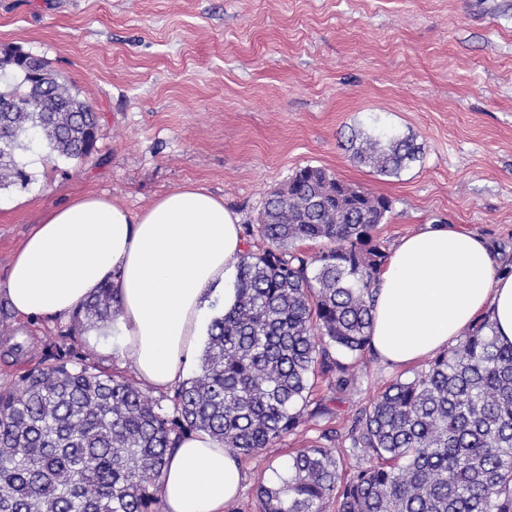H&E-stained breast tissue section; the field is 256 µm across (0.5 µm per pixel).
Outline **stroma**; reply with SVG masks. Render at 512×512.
Listing matches in <instances>:
<instances>
[{
  "instance_id": "obj_1",
  "label": "stroma",
  "mask_w": 512,
  "mask_h": 512,
  "mask_svg": "<svg viewBox=\"0 0 512 512\" xmlns=\"http://www.w3.org/2000/svg\"><path fill=\"white\" fill-rule=\"evenodd\" d=\"M45 59L98 112L83 163H32L0 191V285L25 237L67 198L96 193L132 212L184 184L257 226L269 194L306 165L387 197L393 249L428 224H458L512 267V0H0V47ZM421 146L398 176L353 160L351 135ZM0 316V390L58 351L130 376L111 326ZM395 368L368 354L358 387L318 391L332 417L242 458L224 512H259V481L326 427L349 425Z\"/></svg>"
}]
</instances>
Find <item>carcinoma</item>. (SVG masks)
I'll return each mask as SVG.
<instances>
[{"label":"carcinoma","mask_w":512,"mask_h":512,"mask_svg":"<svg viewBox=\"0 0 512 512\" xmlns=\"http://www.w3.org/2000/svg\"><path fill=\"white\" fill-rule=\"evenodd\" d=\"M8 66L21 80L0 88V189L31 180L19 151L79 163L100 130L98 113L44 59L6 49ZM348 143L385 176L419 153L398 137ZM390 211L387 198L320 167L272 191L258 225L268 247L240 256L235 304L208 326L200 375L170 398L65 353L0 391V512H163L155 487L183 436L204 431L249 456L327 413L310 407L314 384L352 391L371 351L373 290L388 260L377 228ZM301 241L327 247L307 255ZM116 307L106 284L75 325L108 323ZM335 448L367 464L344 480ZM285 471L257 486L260 512H323L330 498L337 512H512V344L478 319L345 432L328 427L295 451Z\"/></svg>","instance_id":"obj_1"}]
</instances>
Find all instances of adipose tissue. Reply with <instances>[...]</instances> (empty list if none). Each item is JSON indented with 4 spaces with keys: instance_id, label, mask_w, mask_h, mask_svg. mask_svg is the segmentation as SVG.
<instances>
[{
    "instance_id": "ef3b65f1",
    "label": "adipose tissue",
    "mask_w": 512,
    "mask_h": 512,
    "mask_svg": "<svg viewBox=\"0 0 512 512\" xmlns=\"http://www.w3.org/2000/svg\"><path fill=\"white\" fill-rule=\"evenodd\" d=\"M243 252L223 199L185 185L134 214L101 196L55 206L16 251L4 286L25 318H69L104 283L118 300L117 353L146 387L176 386L194 365L213 286L232 306ZM512 342V275L457 224L426 226L392 249L376 287L372 347L404 365L447 349L480 316ZM238 457L206 433L185 436L158 483L165 512H224L239 495Z\"/></svg>"
}]
</instances>
